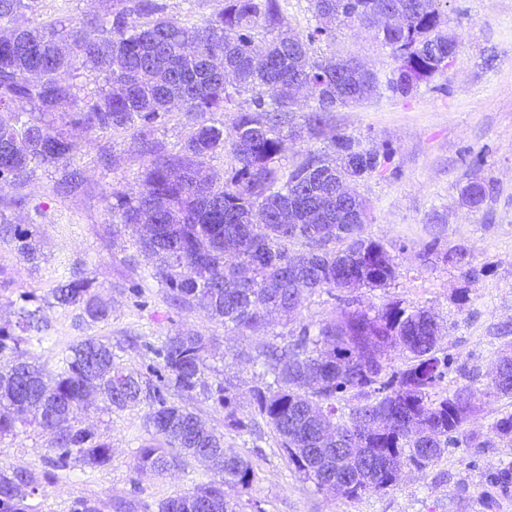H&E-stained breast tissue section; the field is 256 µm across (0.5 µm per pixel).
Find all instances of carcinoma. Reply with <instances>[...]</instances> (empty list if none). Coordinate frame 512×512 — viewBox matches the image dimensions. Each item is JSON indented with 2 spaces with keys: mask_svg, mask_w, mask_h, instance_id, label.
Returning <instances> with one entry per match:
<instances>
[{
  "mask_svg": "<svg viewBox=\"0 0 512 512\" xmlns=\"http://www.w3.org/2000/svg\"><path fill=\"white\" fill-rule=\"evenodd\" d=\"M41 2L0 0V24L31 16L30 25L0 37V185L15 190L0 207L43 215L28 191L38 170H53L54 195L72 196L83 186L82 149L131 130L147 158V190L135 198L110 190L105 198L113 233L137 227L139 249L155 259L149 277L168 289L171 306L202 310L241 333L299 310L306 292H325L342 309L246 355L262 369L246 413L235 384L206 377L210 339L198 332L167 334L146 379L98 336L81 337L51 364L41 360L44 306L74 311L79 331L110 317L86 262H68L50 296L26 297L15 323L0 326V358H8L0 365V438L39 427L52 452L44 458L48 481L77 463L95 469L111 461L112 446L83 424L92 397L108 410L146 405L153 441L139 449L135 470L164 474L206 457L216 475L163 499L158 512H241L224 486L245 492L254 480L250 458L226 451L224 434L189 407L198 395L224 411L230 431L267 427L288 465L317 489L326 488L327 471L353 474L338 491L347 499L394 486L405 463L425 469L450 448L491 447L492 438L463 430L480 393L441 389L450 372L468 378L472 370L440 348V324L421 308H365L342 295L384 288L398 275L396 256L357 221L365 200L350 191L336 203V176L350 183L394 175V149L336 132L331 154L308 149L282 162L285 137L320 135L330 113L382 84L406 98L447 71L459 49L445 27L447 0H308L317 25L304 34L285 30L280 0H224L200 20L168 14L161 0H115L108 18L67 19L43 17ZM352 21L389 49L395 66L386 81L353 57L316 52L336 24ZM82 70L101 74L103 85L78 83ZM289 86L306 88L308 111L297 114L294 101L277 94ZM175 103L190 131L181 153L170 154L155 133ZM211 112L232 113L229 131L206 118ZM221 151L232 156L224 173L203 166ZM490 190L473 176L465 199L478 206ZM37 237L36 224H13L0 210V241L31 264L41 255ZM393 351L405 355L404 367L391 366ZM324 430L357 442L341 457L315 456L309 449L321 447ZM492 434L512 441V414ZM39 479L31 469L0 467V512H28L23 490L36 491Z\"/></svg>",
  "mask_w": 512,
  "mask_h": 512,
  "instance_id": "obj_1",
  "label": "carcinoma"
}]
</instances>
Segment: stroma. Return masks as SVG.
Segmentation results:
<instances>
[{"label":"stroma","instance_id":"stroma-1","mask_svg":"<svg viewBox=\"0 0 512 512\" xmlns=\"http://www.w3.org/2000/svg\"><path fill=\"white\" fill-rule=\"evenodd\" d=\"M447 24L459 38L454 64L411 97L387 90L359 105L331 113L319 137L286 144V158L309 148L327 147L331 135L342 131L364 141L388 142L395 150L397 176L368 178L354 190L370 206L366 236L387 248L406 244L399 255L400 275L385 288H358L354 294L365 306L398 301L428 310L444 327L442 346L459 362L477 368L476 387L490 382L498 356L512 343V0H448ZM339 57L355 56L378 73L392 70L388 49L377 43L359 23L337 26L329 46ZM111 168H103L97 149L83 150L80 165L84 185L75 196L51 192L54 175L41 169L31 188L45 217L39 224L43 259L31 267L9 245L0 243V325L15 322L25 296H46L59 279L62 261H88L98 291L112 305L111 318L91 333L119 343L128 336L145 337V345L124 350L125 366L148 373L159 359L152 351L162 336L174 330L209 336V365L215 375L230 379L243 398L260 383L259 370L245 355L264 342H278L298 322H320L340 312L324 294L308 296L293 317L273 318L263 330L241 335L225 331L199 310L170 307L165 290L144 277L148 260L139 252L131 230L112 231V214L104 192L115 189L137 196L145 189L141 147L130 132L113 133L108 141ZM481 157L480 175L492 182L493 192L480 206L464 196L470 160ZM437 217L441 250H468L476 278L463 270L431 259L415 258L429 238V217ZM141 282L132 293L130 282ZM49 338L41 348L46 361L76 341L70 310L47 309ZM145 409L91 411L93 426L112 446V459L90 470L80 466L58 473L53 483L28 495L33 512H73L84 500L97 503L99 512H113V501L126 512H157L163 498L191 488L206 468L188 461L163 475H137L133 460L152 434L145 426ZM265 453L253 457L255 478L240 494L244 512H512V490L500 491L490 479L512 462V444L492 448H452L437 463L418 471L405 469L395 486L350 500L318 490L305 481L286 459L273 438L261 442ZM45 436L29 427L0 440V465L42 473L46 466Z\"/></svg>","mask_w":512,"mask_h":512}]
</instances>
